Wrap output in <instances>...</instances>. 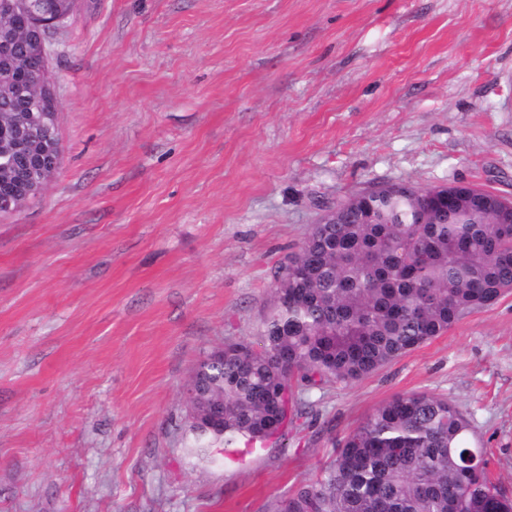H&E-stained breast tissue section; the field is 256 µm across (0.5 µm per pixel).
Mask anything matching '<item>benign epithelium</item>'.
<instances>
[{
	"label": "benign epithelium",
	"mask_w": 512,
	"mask_h": 512,
	"mask_svg": "<svg viewBox=\"0 0 512 512\" xmlns=\"http://www.w3.org/2000/svg\"><path fill=\"white\" fill-rule=\"evenodd\" d=\"M18 13L37 19L35 28L23 34L22 42L39 51L43 59L42 73L49 74L53 48L49 46L46 32L62 26L71 15L65 10L64 0H3L0 3V52L11 54L17 36L12 20ZM51 112H42L38 119L19 115L12 124L7 139L0 141L5 150L0 156L13 163L11 185L0 188V215L21 211L33 198L47 188L60 163V143L56 142L40 152H35L40 138V127L50 126Z\"/></svg>",
	"instance_id": "7a95c632"
}]
</instances>
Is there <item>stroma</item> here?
<instances>
[{"label":"stroma","instance_id":"1","mask_svg":"<svg viewBox=\"0 0 512 512\" xmlns=\"http://www.w3.org/2000/svg\"><path fill=\"white\" fill-rule=\"evenodd\" d=\"M49 71L59 168L0 216V512H273L418 392L512 498V295L239 459L190 453L183 392L257 341L326 208L388 182L512 198V0H80Z\"/></svg>","mask_w":512,"mask_h":512}]
</instances>
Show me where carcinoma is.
I'll use <instances>...</instances> for the list:
<instances>
[{
  "label": "carcinoma",
  "mask_w": 512,
  "mask_h": 512,
  "mask_svg": "<svg viewBox=\"0 0 512 512\" xmlns=\"http://www.w3.org/2000/svg\"><path fill=\"white\" fill-rule=\"evenodd\" d=\"M27 87L0 91V121L35 111L39 65ZM274 302L257 343L224 345L191 373L224 426L189 423L192 450L285 436L301 394L368 376L464 316L512 292V220L493 193L391 183L339 204L274 272ZM479 448L459 407L427 393L375 408L343 440L321 479L288 498V512H512L468 453Z\"/></svg>",
  "instance_id": "1"
}]
</instances>
